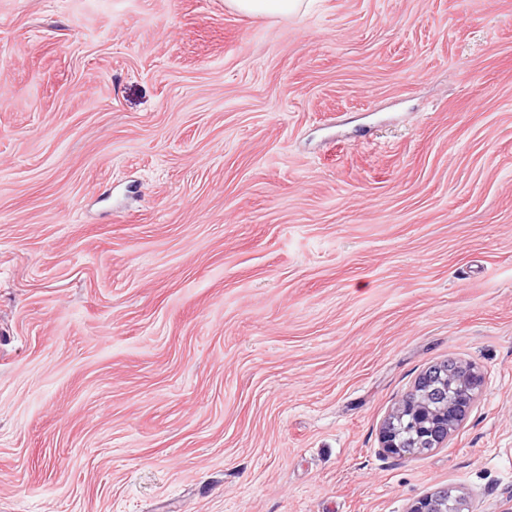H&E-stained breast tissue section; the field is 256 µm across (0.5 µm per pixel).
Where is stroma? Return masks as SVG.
<instances>
[{
	"mask_svg": "<svg viewBox=\"0 0 512 512\" xmlns=\"http://www.w3.org/2000/svg\"><path fill=\"white\" fill-rule=\"evenodd\" d=\"M441 490L512 512V0H0V512ZM232 9L253 16L296 13L301 0H226ZM454 405L448 407L447 414L436 418L423 408L417 407L414 413L417 417V439L412 443L405 442L400 437V430L393 423L394 417L388 419L380 431L381 447L389 454L402 455L411 452H424L439 447L456 426L453 417ZM417 447V448H415Z\"/></svg>",
	"mask_w": 512,
	"mask_h": 512,
	"instance_id": "obj_1",
	"label": "stroma"
}]
</instances>
